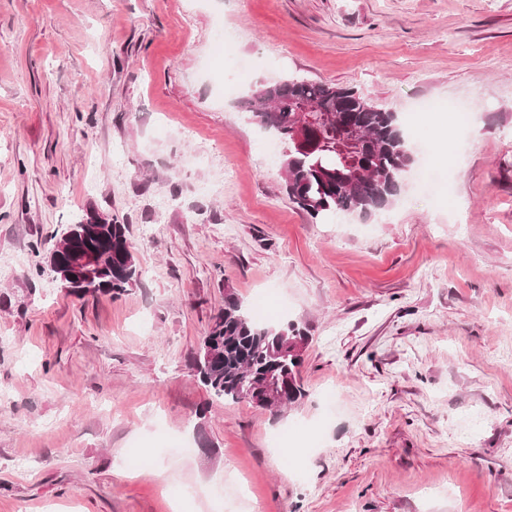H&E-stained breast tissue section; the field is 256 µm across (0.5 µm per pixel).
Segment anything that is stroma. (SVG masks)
Returning a JSON list of instances; mask_svg holds the SVG:
<instances>
[{"mask_svg": "<svg viewBox=\"0 0 512 512\" xmlns=\"http://www.w3.org/2000/svg\"><path fill=\"white\" fill-rule=\"evenodd\" d=\"M288 78L394 110L449 187L313 218L241 107ZM90 214L120 295L46 269ZM1 260L0 512H512V0H0ZM229 291L306 330L295 407L195 376ZM69 231L75 235L77 245L103 254H109L112 265L101 267V258L88 250H77L72 253L70 259V279L76 283L89 285L95 276L98 287L90 291L80 286L71 287L68 277L63 272H58L57 278L70 293L84 296L95 292L112 293L119 295L138 278L137 266L131 251L127 235L126 224H120L117 220L106 222L100 220L95 214L87 216L86 222L79 221L70 224L62 233ZM96 269V270H94ZM94 270V272H93ZM89 288H93L89 285Z\"/></svg>", "mask_w": 512, "mask_h": 512, "instance_id": "obj_1", "label": "stroma"}]
</instances>
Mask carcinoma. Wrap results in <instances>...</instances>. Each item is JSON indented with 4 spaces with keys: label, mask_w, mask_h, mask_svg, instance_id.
Instances as JSON below:
<instances>
[{
    "label": "carcinoma",
    "mask_w": 512,
    "mask_h": 512,
    "mask_svg": "<svg viewBox=\"0 0 512 512\" xmlns=\"http://www.w3.org/2000/svg\"><path fill=\"white\" fill-rule=\"evenodd\" d=\"M312 104L320 117L306 125L294 107ZM245 111L262 127L288 142L285 155L289 200L311 216L327 213L361 215L390 205L398 195L411 161L397 114L376 105L361 92L347 87L288 79L251 90ZM357 127L363 136L359 150L343 144L345 129ZM77 245L109 254L112 263L96 270L97 292L119 295L138 278L127 226L106 222L92 214L67 227ZM307 335L294 323L284 326L256 321L232 292L203 336L193 369L199 381L217 398L247 401L278 413L304 396L299 378L302 354L294 353L295 340ZM267 383L283 388L284 399L268 404L254 389Z\"/></svg>",
    "instance_id": "cac0c4a2"
}]
</instances>
